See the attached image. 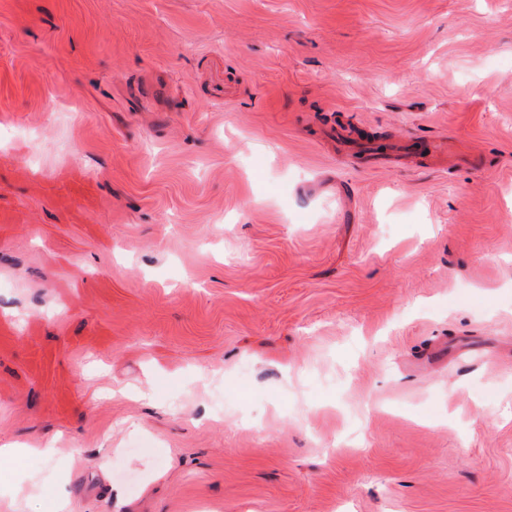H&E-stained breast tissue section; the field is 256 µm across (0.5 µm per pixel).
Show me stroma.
<instances>
[{
    "mask_svg": "<svg viewBox=\"0 0 512 512\" xmlns=\"http://www.w3.org/2000/svg\"><path fill=\"white\" fill-rule=\"evenodd\" d=\"M0 444V512H512V0H0Z\"/></svg>",
    "mask_w": 512,
    "mask_h": 512,
    "instance_id": "stroma-1",
    "label": "stroma"
}]
</instances>
